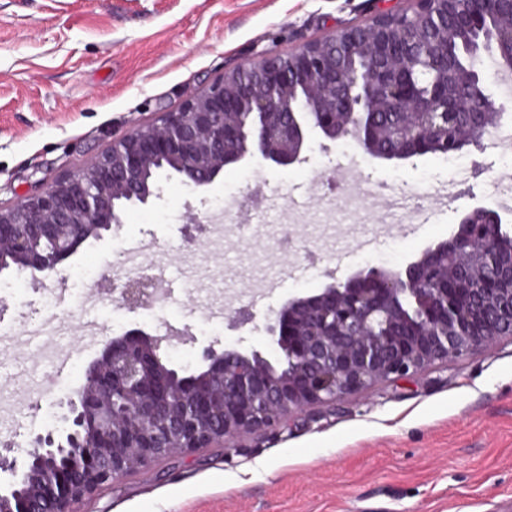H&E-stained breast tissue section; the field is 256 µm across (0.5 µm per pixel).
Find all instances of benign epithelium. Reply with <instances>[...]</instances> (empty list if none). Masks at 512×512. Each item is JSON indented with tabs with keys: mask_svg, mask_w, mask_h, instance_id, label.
Listing matches in <instances>:
<instances>
[{
	"mask_svg": "<svg viewBox=\"0 0 512 512\" xmlns=\"http://www.w3.org/2000/svg\"><path fill=\"white\" fill-rule=\"evenodd\" d=\"M414 2L246 61L42 192L0 202V271L52 277L83 242L120 227L123 204L147 203L161 172L202 186L256 153L289 167L314 133L380 160L481 147L508 112L485 92L478 60L493 51L512 74V0ZM160 297L148 275L121 291L130 308ZM266 331L275 360L209 348L193 373L170 364V333L134 328L106 341L68 426L36 435L20 460L0 457V512H75L129 472L512 338V228L477 205L405 270L371 267L292 298Z\"/></svg>",
	"mask_w": 512,
	"mask_h": 512,
	"instance_id": "7a95c632",
	"label": "benign epithelium"
}]
</instances>
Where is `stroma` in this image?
<instances>
[{"label": "stroma", "mask_w": 512, "mask_h": 512, "mask_svg": "<svg viewBox=\"0 0 512 512\" xmlns=\"http://www.w3.org/2000/svg\"><path fill=\"white\" fill-rule=\"evenodd\" d=\"M413 0H0V201L40 191L136 125L243 62L412 10ZM306 160L254 156L204 186L161 174V196L88 239L46 283L10 270L0 298V456L56 422L105 339L174 330L205 349L266 350V318L370 267L402 269L480 203L512 192L497 138L458 153L373 160L312 135ZM265 203L253 211L251 199ZM403 207H396V200ZM198 214L190 222L189 214ZM165 268L164 302H120ZM111 271L113 288L96 283ZM248 307L252 322L232 312ZM70 357L68 373L49 361ZM81 512H512V339L214 448L115 480Z\"/></svg>", "instance_id": "35a3bbf8"}]
</instances>
